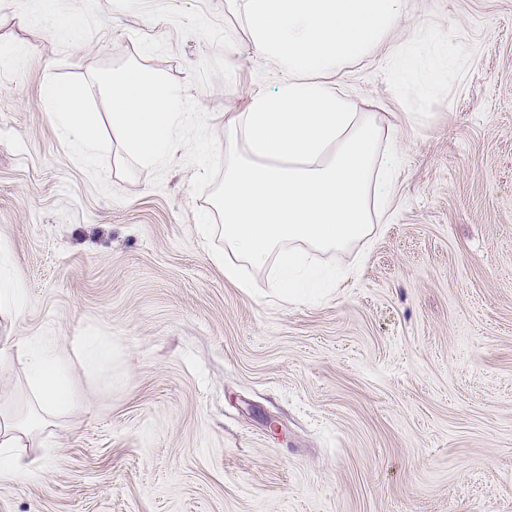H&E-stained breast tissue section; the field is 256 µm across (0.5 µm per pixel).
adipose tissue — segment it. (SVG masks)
<instances>
[{"instance_id":"ef3b65f1","label":"adipose tissue","mask_w":512,"mask_h":512,"mask_svg":"<svg viewBox=\"0 0 512 512\" xmlns=\"http://www.w3.org/2000/svg\"><path fill=\"white\" fill-rule=\"evenodd\" d=\"M407 0H241L256 46L285 73L251 99L224 128V189L215 203L224 252L212 261L244 292V265L276 260L283 300L305 299L328 286L314 270L313 250H345L368 238L395 193L392 162L402 140L384 133L372 112L353 111L331 74L364 57L403 17ZM26 364L30 409L0 406V483L37 479L42 468L21 464L18 451L38 447L30 424L66 417L76 390L64 373L72 362L97 369L112 358L111 339L78 337L72 349L37 336H0V364Z\"/></svg>"}]
</instances>
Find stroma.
I'll return each mask as SVG.
<instances>
[{
  "instance_id": "stroma-1",
  "label": "stroma",
  "mask_w": 512,
  "mask_h": 512,
  "mask_svg": "<svg viewBox=\"0 0 512 512\" xmlns=\"http://www.w3.org/2000/svg\"><path fill=\"white\" fill-rule=\"evenodd\" d=\"M218 53L232 80L188 93L220 134L282 78L238 0H0V275L25 290L0 336L112 339L0 512H512V0H410L340 73L405 149L390 221L313 253L347 273L316 302L269 266L225 280L196 230L224 181L193 197L184 149L157 188L110 152L113 200L42 104L53 75L132 58L187 83Z\"/></svg>"
}]
</instances>
